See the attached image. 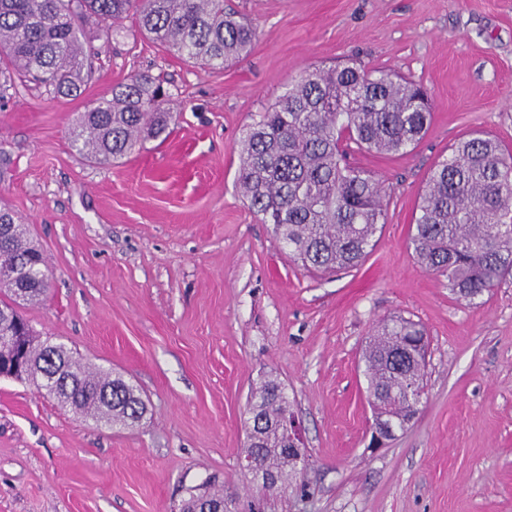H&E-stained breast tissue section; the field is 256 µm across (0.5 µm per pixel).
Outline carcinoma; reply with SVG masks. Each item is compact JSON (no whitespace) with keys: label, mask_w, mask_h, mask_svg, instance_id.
Wrapping results in <instances>:
<instances>
[{"label":"carcinoma","mask_w":512,"mask_h":512,"mask_svg":"<svg viewBox=\"0 0 512 512\" xmlns=\"http://www.w3.org/2000/svg\"><path fill=\"white\" fill-rule=\"evenodd\" d=\"M134 26L202 68L238 62L252 50L256 30L224 0H0V62L24 82L57 96L76 97L92 77L84 63L80 19ZM174 94L168 81L137 73L112 87L83 112L72 130L79 152L110 165L131 157L148 140L169 134ZM431 117L422 86L356 61L314 67L259 113L242 131L236 186L251 212L272 226L289 257L312 272L357 266L386 223L383 186L348 161L356 152L396 155L416 145ZM410 245L427 270L448 279L458 298L472 302L512 278V153L493 137L460 139L431 170L416 209ZM0 322L27 336L32 327L18 311L38 305L48 285L46 262L15 213L0 205ZM427 336L398 317L371 335L363 358L374 427L403 429L424 393ZM26 378L46 370L41 344L30 351ZM67 386L52 396L74 414L132 428L147 412L139 390L121 376L85 367L65 352ZM247 431L250 455L275 492L302 471L289 451L294 419L285 387L268 376L252 390ZM201 499L224 504V489H188L178 512H195Z\"/></svg>","instance_id":"cac0c4a2"}]
</instances>
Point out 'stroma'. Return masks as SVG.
I'll list each match as a JSON object with an SVG mask.
<instances>
[{"instance_id": "35a3bbf8", "label": "stroma", "mask_w": 512, "mask_h": 512, "mask_svg": "<svg viewBox=\"0 0 512 512\" xmlns=\"http://www.w3.org/2000/svg\"><path fill=\"white\" fill-rule=\"evenodd\" d=\"M254 24L238 64L201 70L131 20H88L94 79L57 97L0 73V203L46 258L37 336L137 387L131 429L96 426L0 378V512H175L224 487L228 512H512V281L474 302L417 261L409 239L434 164L481 131L512 150V0H225ZM350 58L426 86L410 152L361 154L387 220L361 265L313 276L239 195V141L289 84ZM174 93L166 140L101 165L71 131L138 72ZM428 333L419 412L371 449L363 350L381 321ZM276 376L308 464L304 490L266 493L241 464L248 398ZM200 499H205L206 502L214 504L216 506L223 505L224 506V488H217L211 486H198L191 487L188 489L187 496L181 501V504L178 507L179 512H195L197 509V502ZM214 505H205L204 512H208V507L211 509L216 508L219 512L221 511L220 506L215 507Z\"/></svg>"}]
</instances>
